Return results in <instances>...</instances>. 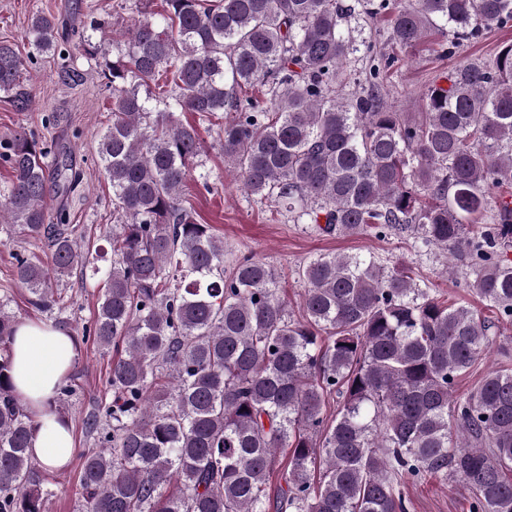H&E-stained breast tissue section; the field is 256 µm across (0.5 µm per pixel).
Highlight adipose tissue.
<instances>
[{
	"instance_id": "adipose-tissue-1",
	"label": "adipose tissue",
	"mask_w": 512,
	"mask_h": 512,
	"mask_svg": "<svg viewBox=\"0 0 512 512\" xmlns=\"http://www.w3.org/2000/svg\"><path fill=\"white\" fill-rule=\"evenodd\" d=\"M12 351L10 375L14 393L40 412L39 426L31 441L33 454L46 466L63 467L72 457L74 438L47 402L74 364L75 338L59 327L23 321L16 328Z\"/></svg>"
}]
</instances>
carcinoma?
Returning <instances> with one entry per match:
<instances>
[{
    "label": "carcinoma",
    "instance_id": "1",
    "mask_svg": "<svg viewBox=\"0 0 512 512\" xmlns=\"http://www.w3.org/2000/svg\"><path fill=\"white\" fill-rule=\"evenodd\" d=\"M140 2L110 59L93 19L62 34L37 12L25 31L41 56L75 42L112 90L97 154L117 224L85 332L113 356L105 414L87 422L97 444L81 455L86 512H408L405 481L450 477L470 512H512V369L454 396L512 325V44L437 77L412 116L390 109L385 83L397 53L432 31L445 57L511 25L512 0ZM385 14L388 51L363 36ZM23 68L0 41V94L18 112L32 105ZM203 127L247 196L323 234L436 248L445 273L474 275L495 319L405 268L330 253L299 267L291 315L270 265L244 255L224 270V241L184 204L189 182L212 189L197 172ZM0 161L12 171L0 227L50 256L17 257L14 278L65 326L54 283L100 273L101 254L47 222V197L81 175L20 133L0 136ZM18 323L1 298L0 512H52L49 468L30 451L35 415L9 375Z\"/></svg>",
    "mask_w": 512,
    "mask_h": 512
}]
</instances>
